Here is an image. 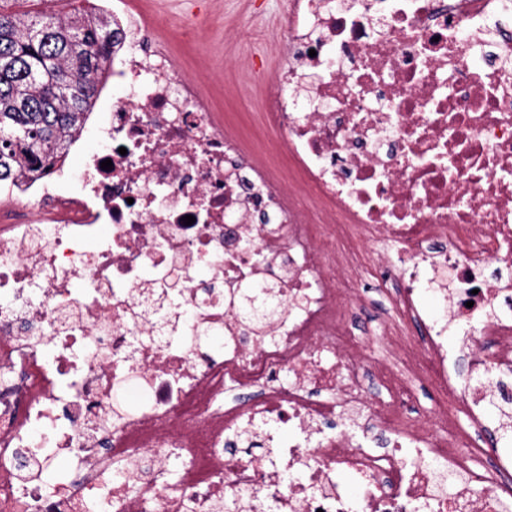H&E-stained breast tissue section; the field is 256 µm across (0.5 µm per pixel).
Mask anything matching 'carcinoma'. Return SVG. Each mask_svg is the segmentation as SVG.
Segmentation results:
<instances>
[{"instance_id":"carcinoma-1","label":"carcinoma","mask_w":512,"mask_h":512,"mask_svg":"<svg viewBox=\"0 0 512 512\" xmlns=\"http://www.w3.org/2000/svg\"><path fill=\"white\" fill-rule=\"evenodd\" d=\"M115 35L111 16L75 0L66 13L0 6V182L37 178L65 157L108 78ZM271 289H238L243 322L277 317Z\"/></svg>"}]
</instances>
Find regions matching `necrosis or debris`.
I'll return each instance as SVG.
<instances>
[{
    "label": "necrosis or debris",
    "instance_id": "obj_1",
    "mask_svg": "<svg viewBox=\"0 0 512 512\" xmlns=\"http://www.w3.org/2000/svg\"><path fill=\"white\" fill-rule=\"evenodd\" d=\"M113 18L86 178L0 189V512H512L457 419L495 394L446 339L512 368V0H290L252 146ZM366 256L398 310L369 366ZM257 281L280 314L247 338L227 297ZM256 420L265 452H228ZM462 336H459L453 329L448 330V349L453 351L455 359V368L462 383H474L471 370L468 365L467 356L460 352V343Z\"/></svg>",
    "mask_w": 512,
    "mask_h": 512
}]
</instances>
